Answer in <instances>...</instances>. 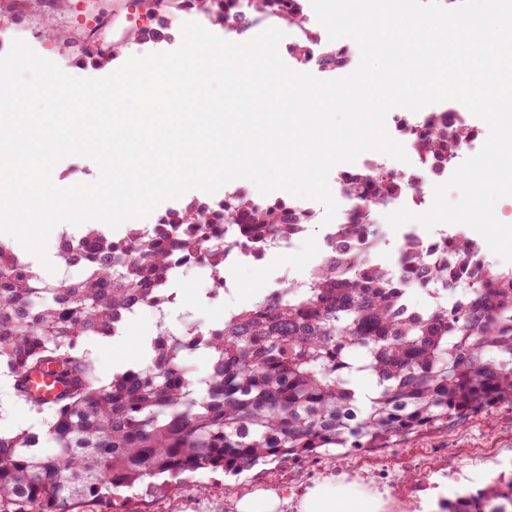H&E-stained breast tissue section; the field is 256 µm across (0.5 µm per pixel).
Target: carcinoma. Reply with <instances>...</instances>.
Listing matches in <instances>:
<instances>
[{
  "mask_svg": "<svg viewBox=\"0 0 512 512\" xmlns=\"http://www.w3.org/2000/svg\"><path fill=\"white\" fill-rule=\"evenodd\" d=\"M207 11L244 33L262 20L305 24L304 0H203ZM163 19L133 37L170 39ZM306 40L288 47L302 65L338 68L350 48L314 58ZM118 48L78 59L99 66ZM470 129L434 122L413 141L426 155L453 158ZM356 222L340 224L326 259L303 281H290L206 330L166 328L151 339L145 366L104 384L89 337L124 328L134 308L172 299L171 268L208 257L213 290L224 291L225 229L253 239L283 238L306 212L283 199L254 204L239 192L213 203L194 200L147 233L130 224L114 238L89 226L62 262L78 280H44L0 241V368L17 390L53 366L65 389L49 404L43 430H0V512H75L165 475L239 473L270 460L309 461L340 446L386 448L392 439L500 406L512 407V268L480 254L460 234L447 240L448 262L431 261L412 242L400 268L372 259L381 240L375 214L396 195L421 197V184L374 165L343 175ZM453 291L449 304L416 310L412 288ZM204 348L211 367L190 378L187 356ZM368 373L373 396L362 403L354 374ZM443 512H512V478L458 496Z\"/></svg>",
  "mask_w": 512,
  "mask_h": 512,
  "instance_id": "1",
  "label": "carcinoma"
}]
</instances>
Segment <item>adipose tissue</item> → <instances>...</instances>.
<instances>
[{"mask_svg": "<svg viewBox=\"0 0 512 512\" xmlns=\"http://www.w3.org/2000/svg\"><path fill=\"white\" fill-rule=\"evenodd\" d=\"M380 493L357 482L325 481L295 498L258 490L236 501V512H381Z\"/></svg>", "mask_w": 512, "mask_h": 512, "instance_id": "ef3b65f1", "label": "adipose tissue"}]
</instances>
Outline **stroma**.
<instances>
[{
  "label": "stroma",
  "instance_id": "35a3bbf8",
  "mask_svg": "<svg viewBox=\"0 0 512 512\" xmlns=\"http://www.w3.org/2000/svg\"><path fill=\"white\" fill-rule=\"evenodd\" d=\"M114 0H66L63 7L47 9L34 14L26 25L35 32L32 43L34 51L44 59L59 66L67 74L78 78H100L114 71V64L100 67L89 62L78 61L74 56L63 54L60 44L69 42L74 30L67 15L83 10L94 11L108 16L112 13ZM52 24L53 39H45L42 31L45 24ZM324 252L319 234H311L299 249L266 258L259 265H253L234 273L235 292L226 297L224 305L204 306L198 300L200 282L194 275H187L177 281L180 295L177 308L171 309L168 324L180 329L194 322L208 327L223 315L225 307L242 308L249 305L256 296L268 294L281 288L273 272L280 267L295 271L297 278H306L309 272L321 262ZM49 413H37L29 409L26 399L20 396L14 386H0V425L15 429L43 428L49 420ZM401 454L407 455L418 448H452L455 457L449 461V477L443 478L435 496L423 497L420 502L411 503V512H437L434 501L441 498L452 500L457 495L477 491L485 487L501 471H512V408L502 406L492 412L480 414L464 422H451L432 427L392 442ZM475 448H491L495 454L490 458L472 456ZM349 457L329 452L319 455L315 462L275 461L260 464L236 476L222 471H206L187 476L180 483H173L156 489L141 487L129 496L117 512H225V503L254 493L258 489L276 488L288 490L289 486H314L329 476L346 477L345 465ZM476 472L475 480H468V472Z\"/></svg>",
  "mask_w": 512,
  "mask_h": 512
}]
</instances>
